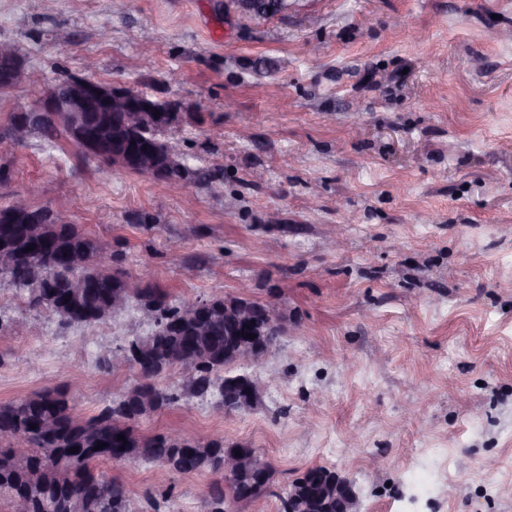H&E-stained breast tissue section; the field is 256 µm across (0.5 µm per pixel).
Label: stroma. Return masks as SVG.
Masks as SVG:
<instances>
[{
	"mask_svg": "<svg viewBox=\"0 0 512 512\" xmlns=\"http://www.w3.org/2000/svg\"><path fill=\"white\" fill-rule=\"evenodd\" d=\"M0 40L48 80L176 102L189 170L173 193L62 134L6 140L0 203L27 191L65 212L131 287L164 269L174 305L244 293L282 308L279 346L251 368L255 410L185 399L136 432L256 449L274 490L238 512H277L275 490L321 465L354 481L358 512H512V0H288L267 15L0 0ZM0 315L26 326L0 335V402L68 385L88 416L139 379L106 357L154 329L129 310L64 331L4 279ZM94 471L171 512H203L211 482L134 461Z\"/></svg>",
	"mask_w": 512,
	"mask_h": 512,
	"instance_id": "obj_1",
	"label": "stroma"
}]
</instances>
